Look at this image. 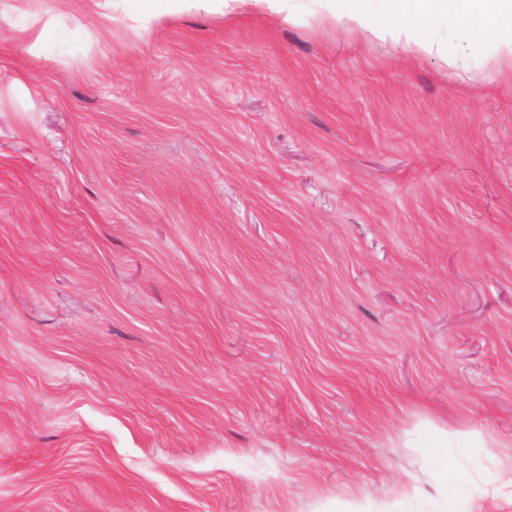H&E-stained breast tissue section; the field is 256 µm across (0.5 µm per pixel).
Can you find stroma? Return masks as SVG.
<instances>
[{
    "label": "stroma",
    "instance_id": "35a3bbf8",
    "mask_svg": "<svg viewBox=\"0 0 512 512\" xmlns=\"http://www.w3.org/2000/svg\"><path fill=\"white\" fill-rule=\"evenodd\" d=\"M291 6L0 0V512H512V67ZM139 2L140 14L147 19H159L170 13H174L181 3L202 2L219 3L225 5L227 2H234L236 6H250L261 9H268L272 12H281L284 9V2L288 0H137ZM168 2H173L170 4ZM198 4V5H202ZM225 3V4H224ZM431 439L435 448H451L450 444L455 443L458 448H489L487 442L479 432L475 430H458L448 432V430L432 428L430 431Z\"/></svg>",
    "mask_w": 512,
    "mask_h": 512
}]
</instances>
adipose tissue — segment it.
<instances>
[{"label":"adipose tissue","instance_id":"adipose-tissue-1","mask_svg":"<svg viewBox=\"0 0 512 512\" xmlns=\"http://www.w3.org/2000/svg\"><path fill=\"white\" fill-rule=\"evenodd\" d=\"M389 9L373 17L363 9H355L351 21L374 35L388 39L402 49L414 52L431 51L436 42L431 38L413 37L409 30L412 21L432 13L452 14L460 22L464 34L477 35L484 28L496 29L491 41L492 51L512 62V0H386Z\"/></svg>","mask_w":512,"mask_h":512}]
</instances>
